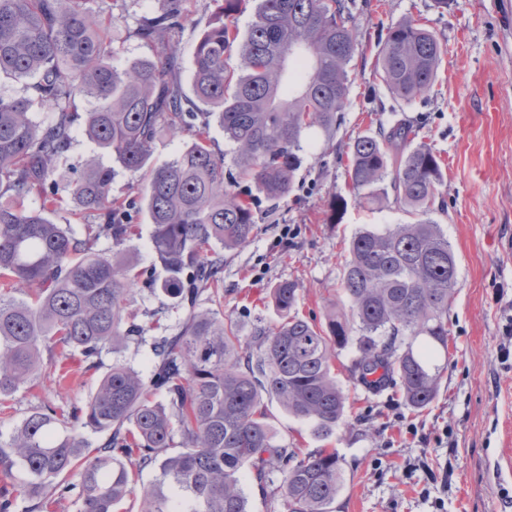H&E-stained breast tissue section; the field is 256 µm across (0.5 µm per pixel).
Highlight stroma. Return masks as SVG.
Returning a JSON list of instances; mask_svg holds the SVG:
<instances>
[{"instance_id": "obj_1", "label": "stroma", "mask_w": 512, "mask_h": 512, "mask_svg": "<svg viewBox=\"0 0 512 512\" xmlns=\"http://www.w3.org/2000/svg\"><path fill=\"white\" fill-rule=\"evenodd\" d=\"M164 0H91L93 10L112 13V59L124 69L156 60L159 48L142 39L144 18L161 12ZM358 51L349 65V101L331 132L309 131L303 163L288 197L259 200L258 230L252 242L224 255L221 313L232 316L241 335L257 324L274 325L279 313L268 293L275 284H299L298 310L324 322L341 300V255L363 225L409 222L395 200L372 210L359 201L347 174V145L357 135L409 119L420 142L440 155L445 178L438 186L433 217L452 244L458 283L448 311V353L438 394L423 411L411 410L399 394L374 395L349 379L351 350L338 351L337 380L349 395L344 423L328 440L314 438L305 421L273 399L265 407L280 437L307 456L335 449L344 471L334 512H512V358L503 356L505 331L512 326V0H351ZM219 12L218 0H185V16L168 35L179 63L177 77L190 90L196 47ZM412 17L435 33L445 55L432 88L405 102L394 97L376 73L380 37L387 27ZM96 145L74 130L54 179L56 202L33 196L30 208L44 209L56 224L79 227L69 184ZM146 180L118 172L114 197L133 201L131 222L139 269L164 272L150 250L153 226L145 202ZM342 197L338 221L328 204ZM295 227L284 236L285 226ZM164 295L136 287L129 307L149 337L171 327L177 316ZM147 342L103 351L99 370L83 373L79 358L67 361L64 384L42 379L35 390L19 389L0 408V431L36 406L66 409L95 391L102 370L115 360L144 369Z\"/></svg>"}]
</instances>
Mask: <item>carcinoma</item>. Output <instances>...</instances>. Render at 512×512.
I'll list each match as a JSON object with an SVG mask.
<instances>
[{
  "label": "carcinoma",
  "instance_id": "cac0c4a2",
  "mask_svg": "<svg viewBox=\"0 0 512 512\" xmlns=\"http://www.w3.org/2000/svg\"><path fill=\"white\" fill-rule=\"evenodd\" d=\"M87 2L0 0V76L34 80L41 103L56 112L40 125L30 99L0 97V185L10 193L0 200V405L19 388L38 386L44 366L58 359L79 354L90 370L104 349L145 342L128 308L141 280L185 318L176 332L152 337L148 376L117 360L69 411L42 404L0 434V512H13L19 497L39 508L73 498L80 512H114L145 470L155 478L141 492L140 512H248V469L263 490L272 473L282 475L287 512H333L343 483L336 451L299 457L268 422L263 400L310 422L315 438H330L348 402L333 368L337 351L351 344L353 384L373 394L397 387L417 410L433 402L443 370L434 360L448 352L457 285L452 245L431 217L441 159L414 143L416 130L403 120L352 139L347 176L357 196L383 205L379 184L390 175L396 201L415 222L354 233L341 273L348 305L333 308L325 325L299 314L298 285L282 281L270 292L281 321L245 339L232 318L198 303L207 291L215 303L223 298L220 250L253 239L258 197L277 203L288 196L306 132L331 131L346 108L357 51L348 2L259 0L242 38L236 19L244 0H223L196 47L193 94L213 109L233 146L229 167L173 78L167 37L183 0H166L161 14L141 24V37L159 45L157 60L125 70L110 63L114 16ZM235 46L239 65L231 70L224 56ZM442 55L430 30L403 19L387 29L377 74L410 101L432 87ZM78 97L92 101L84 135L133 175L145 170L160 134L193 135L150 171L146 186L161 281L95 249L102 237L123 245L133 235L131 202L112 197L114 170L97 159L71 183L76 216L95 219L84 233L25 205L55 194L52 176L80 119L71 109ZM63 417L105 437L92 443L61 430ZM72 475L76 482L61 481Z\"/></svg>",
  "mask_w": 512,
  "mask_h": 512
}]
</instances>
